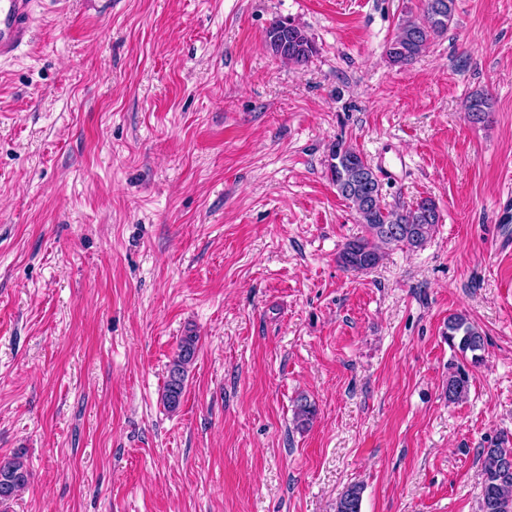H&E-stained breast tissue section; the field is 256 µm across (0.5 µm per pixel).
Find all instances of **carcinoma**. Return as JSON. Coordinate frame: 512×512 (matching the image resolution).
<instances>
[{
	"label": "carcinoma",
	"mask_w": 512,
	"mask_h": 512,
	"mask_svg": "<svg viewBox=\"0 0 512 512\" xmlns=\"http://www.w3.org/2000/svg\"><path fill=\"white\" fill-rule=\"evenodd\" d=\"M423 19H402L397 36L388 44L386 53L397 65L415 60L438 37L446 34L456 13V0H421ZM266 45L277 59L304 65L316 52L311 39L297 26L278 19L266 31ZM491 107L488 94L473 93L467 112L473 122L485 121ZM328 173L337 193L355 209L366 234L348 241L339 252L337 262L346 270L366 271L376 267L383 250L390 246L408 249L423 246L439 224L440 213L435 200L423 197L409 208H391L384 202L383 185L371 164L353 145L338 140L330 148ZM448 344L462 355H471L470 363L482 361L485 339L466 315L448 316ZM198 336L188 334L180 339L177 351L168 364L162 391L164 406L177 410L182 402L188 369L198 352ZM469 371L462 363L451 367L445 393L448 401L463 399L469 392ZM317 408L307 397L295 400L294 422L304 430L313 423ZM502 436L480 449L482 482L480 512H512V448ZM29 472L21 457L0 458V505L9 502L25 488ZM363 487H348L336 501V512H360Z\"/></svg>",
	"instance_id": "1"
}]
</instances>
